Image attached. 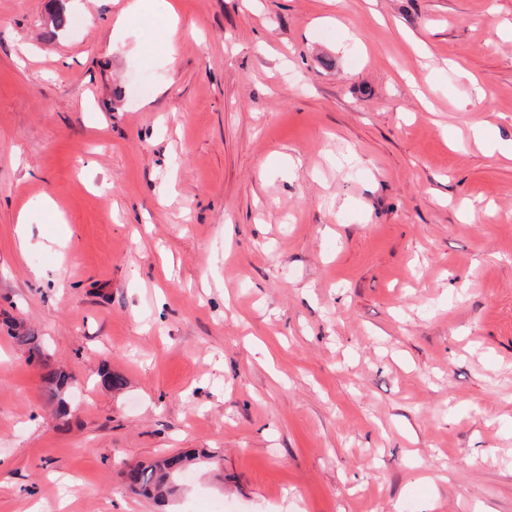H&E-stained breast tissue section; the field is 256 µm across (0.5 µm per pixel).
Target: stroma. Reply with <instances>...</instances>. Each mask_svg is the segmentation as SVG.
<instances>
[{
    "label": "stroma",
    "instance_id": "obj_1",
    "mask_svg": "<svg viewBox=\"0 0 512 512\" xmlns=\"http://www.w3.org/2000/svg\"><path fill=\"white\" fill-rule=\"evenodd\" d=\"M129 2L0 0V512H512V0ZM198 459L196 456L179 455L137 466L126 474L134 481L129 488L135 494L165 501L177 492L183 472L198 464Z\"/></svg>",
    "mask_w": 512,
    "mask_h": 512
}]
</instances>
